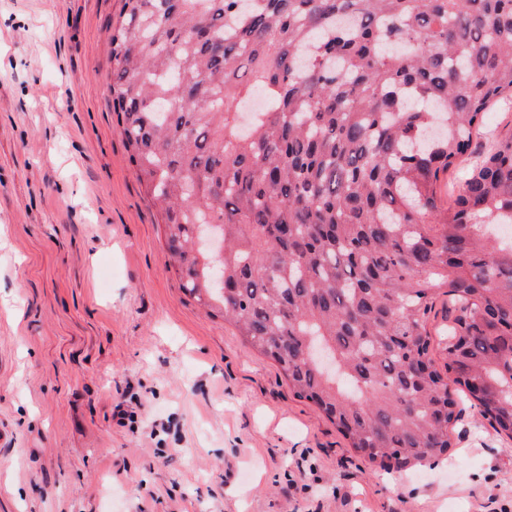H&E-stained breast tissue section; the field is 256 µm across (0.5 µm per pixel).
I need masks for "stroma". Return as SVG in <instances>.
Segmentation results:
<instances>
[{"label": "stroma", "instance_id": "1", "mask_svg": "<svg viewBox=\"0 0 512 512\" xmlns=\"http://www.w3.org/2000/svg\"><path fill=\"white\" fill-rule=\"evenodd\" d=\"M122 7L0 0V512L512 510L468 392L387 473L185 294L112 110Z\"/></svg>", "mask_w": 512, "mask_h": 512}]
</instances>
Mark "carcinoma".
I'll return each mask as SVG.
<instances>
[{
	"label": "carcinoma",
	"mask_w": 512,
	"mask_h": 512,
	"mask_svg": "<svg viewBox=\"0 0 512 512\" xmlns=\"http://www.w3.org/2000/svg\"><path fill=\"white\" fill-rule=\"evenodd\" d=\"M240 2L125 0L110 37L184 292L381 467L448 452L453 384L512 439V243L488 231L512 226V132L465 166L512 99V0ZM512 128V102L501 103L497 105L488 114L487 123L484 126V132L506 131ZM431 332V357L440 370L448 363V297H442L435 305L429 320Z\"/></svg>",
	"instance_id": "carcinoma-1"
}]
</instances>
